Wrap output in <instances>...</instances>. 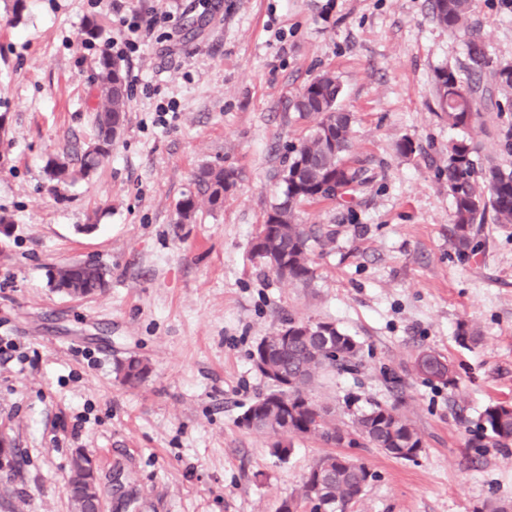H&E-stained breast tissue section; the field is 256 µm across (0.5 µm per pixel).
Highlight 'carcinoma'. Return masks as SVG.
Listing matches in <instances>:
<instances>
[{"instance_id":"obj_1","label":"carcinoma","mask_w":512,"mask_h":512,"mask_svg":"<svg viewBox=\"0 0 512 512\" xmlns=\"http://www.w3.org/2000/svg\"><path fill=\"white\" fill-rule=\"evenodd\" d=\"M433 14L450 30L460 28L470 9V0H433ZM471 70L477 76L489 75L500 93L512 94V64L495 63L485 44L473 37L467 42ZM96 97L94 124L96 142L80 157L74 170L64 162L52 163V180L64 182L93 172L109 154L114 127L124 124L128 92L124 68L110 55L99 58L94 78ZM437 107L455 128H467L476 119L473 105L480 91L477 82H462L455 73L441 69L435 73ZM342 94L340 82L322 75L308 84L290 109L301 119L312 122L308 135L288 148L283 172L288 186L266 212L264 223L255 236L252 249L264 264L274 260V273L293 284L307 286L314 279L310 264V242L324 243L329 233L316 235L312 228L297 222L296 209L305 200L333 198L350 190L357 182V172L344 161L350 147V115L338 108ZM448 192L454 204L455 245L460 252L475 249L471 229L492 220L495 224H512V169L496 164L478 166L476 146L466 140L448 143L445 167ZM233 169L205 166L195 176L199 195L187 194L178 203L180 218L192 219L205 202L216 208L223 204L224 193L236 185ZM104 270L91 262L64 265L52 272L51 281L58 289L74 287L71 294L85 296L99 291ZM288 340L273 350L266 362L268 370L288 379V388L269 381L267 392L259 395L244 415L255 418L254 430L271 436L292 434L314 437L326 445L336 446L344 434L362 438L374 448L398 459H408L402 449L423 448L420 434L396 404L371 403L358 408L359 398L344 400L349 421H336V414L312 395L314 385L336 371H353L360 365L361 346L356 339L327 322L288 320ZM423 368L444 384L453 383L451 370L440 358L423 353L416 359ZM123 383L135 386L149 373V366L139 358L120 364ZM480 438L495 447L512 444V405L488 406L482 416ZM88 457L77 454L71 462L65 483L74 512H96L105 490L86 466ZM371 479L364 465H354L336 453L328 454L310 469L301 491L305 503L312 500L313 485L321 483L324 512H345L358 499Z\"/></svg>"}]
</instances>
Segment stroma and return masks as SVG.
Wrapping results in <instances>:
<instances>
[{"label": "stroma", "instance_id": "stroma-1", "mask_svg": "<svg viewBox=\"0 0 512 512\" xmlns=\"http://www.w3.org/2000/svg\"><path fill=\"white\" fill-rule=\"evenodd\" d=\"M141 0L165 17L124 59L125 125L89 177L51 181L49 162L94 138L101 42L119 37L113 0H0V437L21 453L0 471V512H71L65 476L79 452L110 488L104 512H278L329 453L291 438L273 453L239 418L267 383L252 361L284 319L330 322L361 346L357 370L314 396L400 402L422 437L412 460L357 448L373 473L351 512H473L512 502V447L479 441L491 404H512V225H475L476 250L454 245L444 175L449 141L512 168L498 144L512 122L502 94L477 99L471 128L435 101L436 69L467 79L468 35L512 62V0H472L463 31L431 0ZM95 21L98 36L82 29ZM342 84L353 117L347 164L363 183L344 198L303 202L300 221L329 230L312 245L304 288L254 259L252 239L281 190L288 147L309 121L288 108L319 75ZM176 111L158 118V103ZM410 140L412 153L397 150ZM206 164L238 173L215 209L180 223ZM93 262L107 287L53 288L54 267ZM469 324L478 343L461 340ZM432 352L455 385L419 377ZM144 359L122 383L118 363ZM119 370L122 373L123 383L135 386L140 384L149 373V366L139 358H130L121 363Z\"/></svg>", "mask_w": 512, "mask_h": 512}]
</instances>
